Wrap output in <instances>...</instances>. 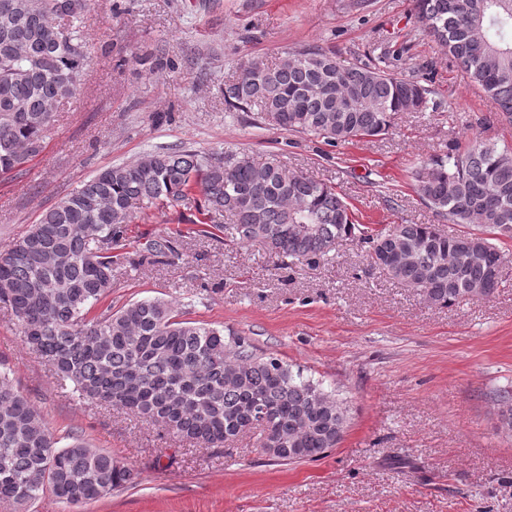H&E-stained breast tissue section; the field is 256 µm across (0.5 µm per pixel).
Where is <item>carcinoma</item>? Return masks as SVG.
<instances>
[{
  "label": "carcinoma",
  "instance_id": "obj_1",
  "mask_svg": "<svg viewBox=\"0 0 512 512\" xmlns=\"http://www.w3.org/2000/svg\"><path fill=\"white\" fill-rule=\"evenodd\" d=\"M69 0H0V178L25 171L44 149L57 104L82 85L83 12ZM422 33L448 49L465 81L497 103L512 124V0H414ZM68 16L65 36L56 21ZM433 91L418 78L322 49L289 52L274 67L245 69L224 88L235 111L328 145L387 133L397 112H421ZM416 191L448 223L371 230L352 220L330 185L291 172L271 155L205 154L190 147L146 153L99 170L0 249V301L24 342L89 404H110L185 441L221 447L252 430L279 462L315 461L340 443L350 420L345 398L288 362L257 351L245 336L196 321L162 298L96 307L112 293L123 225L164 202L200 194L199 208L227 215L224 236L260 242L278 258L314 261L341 240L370 245V264L437 305L487 298L503 262L494 240L512 238V146L473 137L419 165ZM176 253L149 243L142 260ZM512 430V393L497 396ZM140 473L74 433L61 439L0 369V498L20 510L49 492L86 503L138 483Z\"/></svg>",
  "mask_w": 512,
  "mask_h": 512
}]
</instances>
